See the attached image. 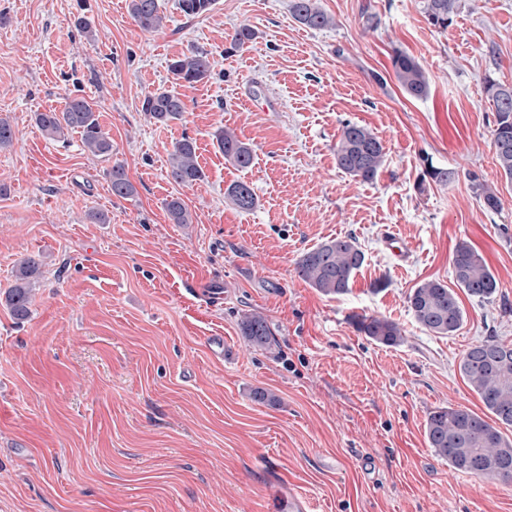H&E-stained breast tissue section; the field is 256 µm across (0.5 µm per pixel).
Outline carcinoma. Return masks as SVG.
<instances>
[{
  "mask_svg": "<svg viewBox=\"0 0 512 512\" xmlns=\"http://www.w3.org/2000/svg\"><path fill=\"white\" fill-rule=\"evenodd\" d=\"M178 9L186 16H196L210 10L213 0H177ZM461 0H426L425 13L429 23L447 29L458 15ZM293 18L311 29L333 25V19L318 4V0H292ZM129 13L135 24L146 33H154L164 26L165 16L159 0H129ZM255 30L238 26L231 44L242 48L253 43ZM394 73L403 91L413 98H424L429 84L421 64L406 53L392 59ZM168 71L173 84H194L211 76L210 53L193 48L171 60ZM486 92L496 112L491 145L496 163L505 178L512 181V85L487 81ZM142 111L158 123L179 120L186 112V104L175 90H157L145 95ZM38 128L50 139L76 131L81 136L85 151L95 157L112 156V140L102 130L95 103L82 95H69L64 107L57 112H39ZM224 159L233 166L247 169L253 163L251 145L226 128L215 135ZM16 131L10 121L0 117V150L12 147ZM381 141L366 127L346 123L336 143V164L339 169L363 182L376 179L384 161ZM168 176L177 184L191 186L204 178L198 163L195 141L185 135L172 145L169 153ZM112 195L127 199L135 194L121 164L106 171ZM225 197L242 212L254 210L256 194L247 182L232 183ZM165 210L173 224H190L192 217L183 201L173 197L165 202ZM364 253L355 239L336 238L305 251L296 261L295 271L300 279L325 296L345 294L350 290L354 274L363 265ZM38 262L29 257L15 270V280L6 290V300L13 316L27 318L33 292L32 281L38 274ZM453 274L457 287L481 300L491 299L499 288L498 281L479 251L463 240L456 245L453 255ZM408 308L415 322L435 336H452L462 326L464 312L457 293L438 281H427L414 288L407 297ZM359 332L371 341L394 347L404 341L401 328L394 322L377 317L362 316L356 321ZM239 329L241 336L255 348L270 351L275 345L267 319L258 313L243 316ZM459 371L469 388L476 393L489 414L488 422L478 414L461 406L440 408L429 414L425 435L434 454L448 462V466L463 474L488 481L512 482V439L503 429L512 428V343L490 336L468 347L459 360Z\"/></svg>",
  "mask_w": 512,
  "mask_h": 512,
  "instance_id": "1",
  "label": "carcinoma"
}]
</instances>
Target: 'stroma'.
<instances>
[{
    "instance_id": "1",
    "label": "stroma",
    "mask_w": 512,
    "mask_h": 512,
    "mask_svg": "<svg viewBox=\"0 0 512 512\" xmlns=\"http://www.w3.org/2000/svg\"><path fill=\"white\" fill-rule=\"evenodd\" d=\"M160 2L165 25L148 34L129 0H0V117L18 132L0 150V512H269L274 470L311 512H512V484L454 472L425 437L437 408L484 411L463 351L512 342V183L485 91L489 77L512 84V0H462L445 30L425 0H319L334 20L320 30L294 20L291 0H214L195 17ZM242 24L257 38L232 48ZM192 47L211 52V76L180 86L182 119H149L144 96L170 87V61ZM399 52L423 67L427 97L399 87ZM69 94L96 102L111 159L85 152L80 134L36 127ZM348 121L384 146L374 181L336 165ZM225 127L251 144L250 169L225 161ZM185 135L205 173L186 187L167 175ZM114 162L133 197L113 196ZM433 168L457 176L438 182ZM241 180L253 211L224 195ZM173 196L192 223L170 222ZM97 210L108 223H91ZM344 236L365 261L347 294L326 296L295 262ZM462 240L499 292L460 294L461 328L436 336L407 296L429 280L455 288ZM26 257L40 268L19 320L4 292ZM247 313L268 320L272 351L247 345ZM364 315L398 324L404 342L368 340ZM258 387L277 403L254 401Z\"/></svg>"
}]
</instances>
